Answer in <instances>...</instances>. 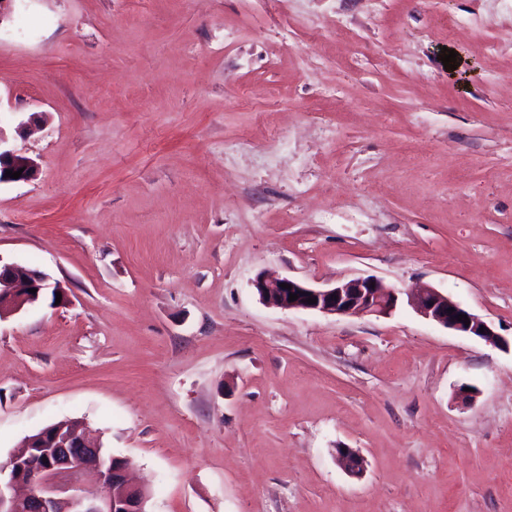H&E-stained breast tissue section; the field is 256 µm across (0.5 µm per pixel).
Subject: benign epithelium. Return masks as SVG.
I'll list each match as a JSON object with an SVG mask.
<instances>
[{
    "label": "benign epithelium",
    "instance_id": "obj_1",
    "mask_svg": "<svg viewBox=\"0 0 512 512\" xmlns=\"http://www.w3.org/2000/svg\"><path fill=\"white\" fill-rule=\"evenodd\" d=\"M8 170L22 171L18 181L26 182L35 177L37 166L30 158L0 148V184L13 181L5 176ZM282 283L291 285V289L280 287ZM253 287L270 307L325 315H387L405 300L417 314L447 329L475 336L494 347L506 344L492 325L431 287L403 291L373 276L342 279L330 287L288 277L258 276ZM43 288L45 278L37 272L16 263L0 264V298H5L0 301V319L36 301ZM292 294L298 299L289 300ZM309 298L317 299V303H308ZM460 314L468 317L470 325L457 320ZM28 447L53 448L55 460L29 472L25 479L13 470V459L0 462V512H59L62 505L68 512H147V492L129 482L127 466L107 465L100 445L87 437L83 425L68 428L52 424L29 439ZM336 455L349 472L363 469L364 460L357 450L338 448ZM89 466L97 469L100 492L87 497L78 494L77 487ZM118 485L123 490L120 497L115 493Z\"/></svg>",
    "mask_w": 512,
    "mask_h": 512
}]
</instances>
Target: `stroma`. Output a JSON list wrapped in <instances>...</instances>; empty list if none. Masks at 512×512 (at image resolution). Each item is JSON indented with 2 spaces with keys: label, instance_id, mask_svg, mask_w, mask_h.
<instances>
[{
  "label": "stroma",
  "instance_id": "stroma-1",
  "mask_svg": "<svg viewBox=\"0 0 512 512\" xmlns=\"http://www.w3.org/2000/svg\"><path fill=\"white\" fill-rule=\"evenodd\" d=\"M511 30L512 0H13L0 128L37 173L0 262L48 287L0 320V461L79 419L148 512H512V348L252 286H430L511 338Z\"/></svg>",
  "mask_w": 512,
  "mask_h": 512
}]
</instances>
